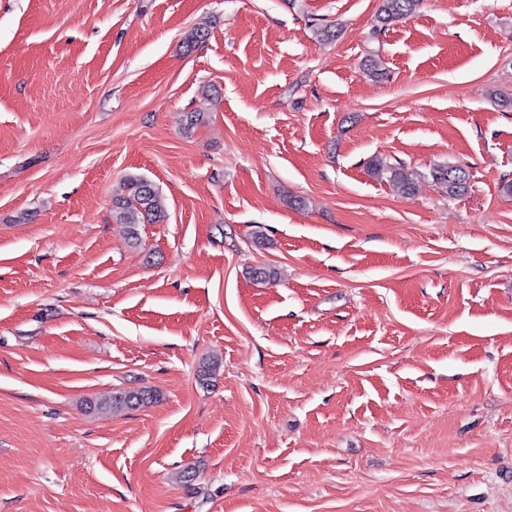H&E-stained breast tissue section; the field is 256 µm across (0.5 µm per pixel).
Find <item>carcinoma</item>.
Wrapping results in <instances>:
<instances>
[{
	"instance_id": "1",
	"label": "carcinoma",
	"mask_w": 512,
	"mask_h": 512,
	"mask_svg": "<svg viewBox=\"0 0 512 512\" xmlns=\"http://www.w3.org/2000/svg\"><path fill=\"white\" fill-rule=\"evenodd\" d=\"M421 0H380L377 13L378 22L390 26L416 12ZM370 175L386 182L403 194H410L413 181L408 178L402 168L382 159L372 160L369 166ZM429 177L440 183L448 197L455 198L463 195L468 187L467 171L460 165H436L429 171ZM127 194L116 199L112 204L113 220L125 224L129 229L131 243L136 245L140 239L139 225L159 224L166 219V210L161 196L155 186L146 178L139 175H129L126 178ZM154 394L149 390H119L112 397L96 408H109L114 412L133 409L151 402Z\"/></svg>"
}]
</instances>
